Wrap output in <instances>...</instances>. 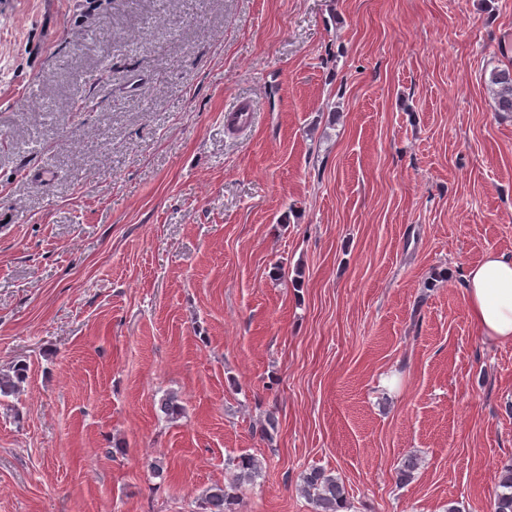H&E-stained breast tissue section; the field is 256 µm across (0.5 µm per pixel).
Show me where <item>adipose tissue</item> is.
<instances>
[{
	"mask_svg": "<svg viewBox=\"0 0 512 512\" xmlns=\"http://www.w3.org/2000/svg\"><path fill=\"white\" fill-rule=\"evenodd\" d=\"M467 295L470 318L492 341L512 339V258L487 251L469 268Z\"/></svg>",
	"mask_w": 512,
	"mask_h": 512,
	"instance_id": "ef3b65f1",
	"label": "adipose tissue"
}]
</instances>
